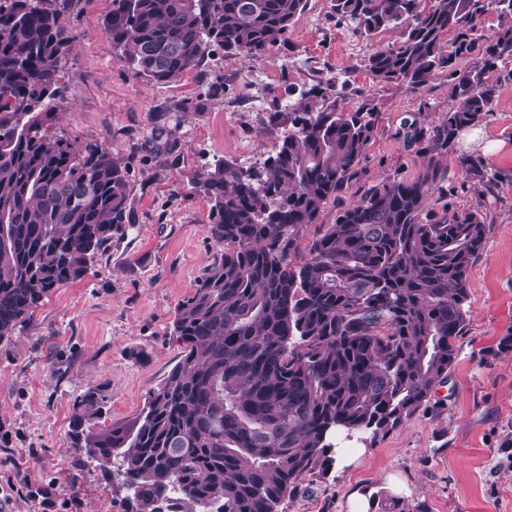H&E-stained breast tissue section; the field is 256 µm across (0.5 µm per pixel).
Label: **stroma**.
I'll return each instance as SVG.
<instances>
[{"mask_svg":"<svg viewBox=\"0 0 512 512\" xmlns=\"http://www.w3.org/2000/svg\"><path fill=\"white\" fill-rule=\"evenodd\" d=\"M111 9L112 0H68L75 39L51 129L76 149L98 144L121 162L126 231L0 342V512H121L125 491L111 468L71 446L74 403L98 389L105 403L94 429H133L149 391L179 360L176 310L220 254L199 172L221 158L259 166L287 130L270 114L319 83L341 106L366 101L378 114L356 196L386 178L417 179L424 158L407 146L406 125L439 124L457 106L444 72L422 91L374 80L365 61L395 44L398 30L363 40L331 19V0H309L287 40L263 56L244 61L216 48L204 69L163 85L136 78L113 48L103 29ZM474 131L475 141L460 134L436 152L447 176L429 197L438 210L480 208L488 224L469 270L467 330L437 408L373 442L352 436L345 446L356 463L308 475L278 512H350L355 489L380 492L389 477L407 488V503L429 512H512V351L498 346L512 329V81ZM490 143L495 152L484 153ZM463 154L483 155L496 175L492 193L466 178ZM45 486L49 507L28 496Z\"/></svg>","mask_w":512,"mask_h":512,"instance_id":"stroma-1","label":"stroma"}]
</instances>
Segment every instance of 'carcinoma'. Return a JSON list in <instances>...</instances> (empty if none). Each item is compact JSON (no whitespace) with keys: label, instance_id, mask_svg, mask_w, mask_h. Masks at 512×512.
Returning a JSON list of instances; mask_svg holds the SVG:
<instances>
[{"label":"carcinoma","instance_id":"1","mask_svg":"<svg viewBox=\"0 0 512 512\" xmlns=\"http://www.w3.org/2000/svg\"><path fill=\"white\" fill-rule=\"evenodd\" d=\"M103 27L134 76L175 80L209 48L254 58L287 39L308 0H112ZM495 7L500 19L478 34ZM63 0H0V341L53 289L79 279L120 230L125 171L99 145L74 150L53 136L55 96L74 35ZM336 22L365 40L400 29L374 50L379 82L425 88L454 78L456 110L406 132L425 143L414 181L367 187L322 225L304 256L301 229L357 180L377 121L373 106L326 100L304 107L260 170L218 160L200 174L209 231L220 246L176 311L184 350L146 399L138 426L93 432L73 423V447L116 466L123 512H277L306 476L327 473L336 433L375 440L433 408L468 324V271L482 249L479 209L428 203L440 176L429 156L491 112L512 56V0H332ZM456 33L454 46L442 42ZM469 58L468 69L455 68ZM461 166L490 190L480 159ZM95 390L76 409L102 414ZM369 512H428L382 493Z\"/></svg>","mask_w":512,"mask_h":512}]
</instances>
